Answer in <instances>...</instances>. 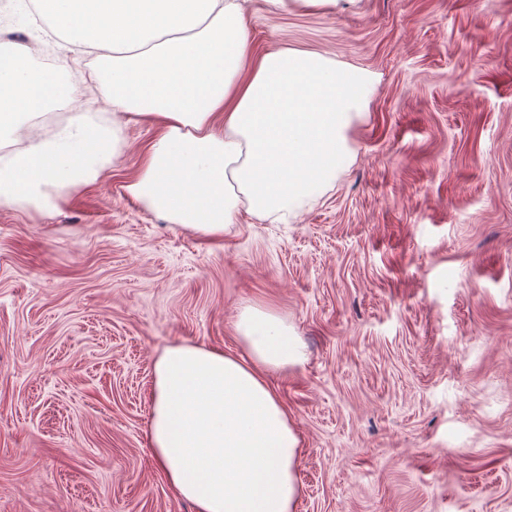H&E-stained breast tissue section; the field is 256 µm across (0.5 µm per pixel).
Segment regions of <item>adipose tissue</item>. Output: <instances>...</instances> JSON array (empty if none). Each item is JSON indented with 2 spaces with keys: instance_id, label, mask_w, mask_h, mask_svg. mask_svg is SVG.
Segmentation results:
<instances>
[{
  "instance_id": "1",
  "label": "adipose tissue",
  "mask_w": 512,
  "mask_h": 512,
  "mask_svg": "<svg viewBox=\"0 0 512 512\" xmlns=\"http://www.w3.org/2000/svg\"><path fill=\"white\" fill-rule=\"evenodd\" d=\"M70 44L96 54L109 116L82 112L30 134L75 87L0 44V205L50 210L126 151L125 122L160 126L128 195L204 236L239 212L297 218L353 160L346 132L370 76L281 46L250 57L247 0H36ZM240 353L167 348L154 365L149 439L159 468L196 512H293L299 440L266 372L303 353L273 312L244 307Z\"/></svg>"
}]
</instances>
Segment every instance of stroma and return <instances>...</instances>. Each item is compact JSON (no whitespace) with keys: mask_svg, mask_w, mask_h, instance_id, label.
I'll list each match as a JSON object with an SVG mask.
<instances>
[{"mask_svg":"<svg viewBox=\"0 0 512 512\" xmlns=\"http://www.w3.org/2000/svg\"><path fill=\"white\" fill-rule=\"evenodd\" d=\"M29 0L0 41L82 74ZM281 44L373 78L355 160L286 224L209 237L125 190L156 130L51 211L0 206V512H194L149 440L170 346L242 350V306L305 359L268 375L300 437L294 512H512V0H249Z\"/></svg>","mask_w":512,"mask_h":512,"instance_id":"35a3bbf8","label":"stroma"}]
</instances>
